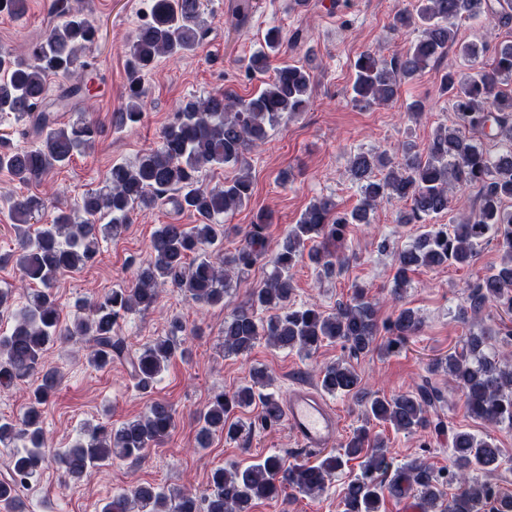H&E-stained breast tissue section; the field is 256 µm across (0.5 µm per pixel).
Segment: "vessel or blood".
Instances as JSON below:
<instances>
[{"instance_id":"b4317fda","label":"vessel or blood","mask_w":512,"mask_h":512,"mask_svg":"<svg viewBox=\"0 0 512 512\" xmlns=\"http://www.w3.org/2000/svg\"><path fill=\"white\" fill-rule=\"evenodd\" d=\"M288 428L302 447L319 450L335 443L339 422L334 409L307 388L292 390L286 400Z\"/></svg>"}]
</instances>
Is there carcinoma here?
Wrapping results in <instances>:
<instances>
[{"label": "carcinoma", "mask_w": 512, "mask_h": 512, "mask_svg": "<svg viewBox=\"0 0 512 512\" xmlns=\"http://www.w3.org/2000/svg\"><path fill=\"white\" fill-rule=\"evenodd\" d=\"M65 14L66 20L53 27L29 57L0 52V115L31 122L40 138L37 148L20 149L0 134V171L22 185L37 182L50 170L68 164L104 133L84 112L74 113L66 123L57 115L72 99H92L90 86L96 78L94 62L86 52L95 44L97 30L82 9L69 8ZM483 17H494L503 26L511 24L512 0H417L413 13L396 10L391 30L415 38L407 50L389 59L380 50L362 53L355 63L351 102L369 108L392 101L402 81L414 79L448 53L462 22ZM207 30L202 0H153L149 18L131 39L125 105L114 113L113 128L137 124L144 117L142 75L157 58L196 50ZM282 46L281 29L268 28L260 49L250 57V76L266 75L270 54L279 53ZM75 72L79 79L67 94L47 103L49 77ZM510 79L512 41L497 44L492 63L475 77L445 72L440 80L441 95L451 104L454 125L439 126L421 149L407 141L392 153L356 154L350 175L359 185L358 205L346 212L339 210L330 196L314 199L270 255L265 239L267 224L272 221L269 212L256 213L232 252L223 251V219L224 214L250 202L251 150L266 141L268 129L309 106L315 76L313 68L303 65L284 63L247 100L215 91L182 101L164 126L156 148L132 164L113 165L101 187L81 196L73 208L59 211L33 236L22 226L37 220L47 203L35 195L14 199L10 218L19 235L13 258L23 280L38 289L15 314L9 330L0 334V388L34 374L40 382L30 392L19 421L0 418L1 445H10L18 436L26 441V450L13 456L8 477L0 480V503L23 512L17 488L33 478L46 459L42 413L60 386L59 373L44 367L47 347L81 341L91 350L92 365L104 368L114 359L122 360L144 391L153 387L173 358L187 356L182 348L186 326L178 317L171 318L167 336L134 354L118 334L124 316L155 307L162 285L168 284L204 306L222 307L232 276L251 270L266 258L271 269L263 284L254 289L246 304L224 319L225 353L247 355L264 339L277 348L307 356L325 342H339L356 357L369 351L383 331L390 335L386 351L400 348L421 330V319L413 310L401 307L392 320L379 324L378 301L362 288L355 289L349 301L338 304L334 312L313 304H291L297 264L306 259L324 276L335 275L342 265L336 244L344 240L349 225L370 223V215L385 199L404 202L399 223L424 224L448 210L453 190L479 188L475 217L450 228L441 225L427 230L394 253L393 299H399L409 285V274L421 268L474 265L481 243L493 237L503 252L502 262L470 285L467 305L460 308L458 317L466 323L488 309L512 310V151L495 156L475 138L488 128L493 138L512 145V95L502 90L503 82ZM225 164L238 168L233 179L214 187L202 183L203 170ZM160 202L178 212L195 213L198 223L160 225L150 241V258L138 266L131 287L116 288L93 301L77 299L75 307L87 315L70 325L62 324L53 292L58 276L93 261L100 241L119 234L135 209H150ZM489 349L486 331H471L462 349L434 362L431 371L448 374L471 417L512 427V360H500ZM318 381L331 395L360 393L361 379L345 360L321 367ZM270 385L268 373L254 368L249 383L231 394L216 392L197 416L198 446L207 447L217 432L229 440L238 438L243 424L231 418L236 407L258 406L265 427L279 425L283 417L280 402L263 392ZM445 402L444 391L426 379L407 393L368 398L366 420L390 424L406 433L442 432L447 424L433 413ZM174 424L172 406L155 400L142 416L118 427L88 428L74 445L55 455V461L66 477L79 479L114 457L138 459L145 448L164 441ZM342 449L338 454H325L316 464H288L281 455L272 454L248 466L218 467L211 472L208 492L201 496L138 485L113 497L102 512H252L258 501L280 498L286 503L296 494L313 497L322 493L344 460L359 458L362 471L344 489L343 512H380L384 494L401 498L411 490L419 493L420 512H482L497 489L474 478L472 472L496 464L500 449L467 431L452 433L445 473L436 472L425 459L415 458L399 466L388 483L381 474L392 468V461L383 439L371 435L370 427L357 428ZM447 484L455 486L450 496L444 491Z\"/></svg>", "instance_id": "carcinoma-1"}]
</instances>
